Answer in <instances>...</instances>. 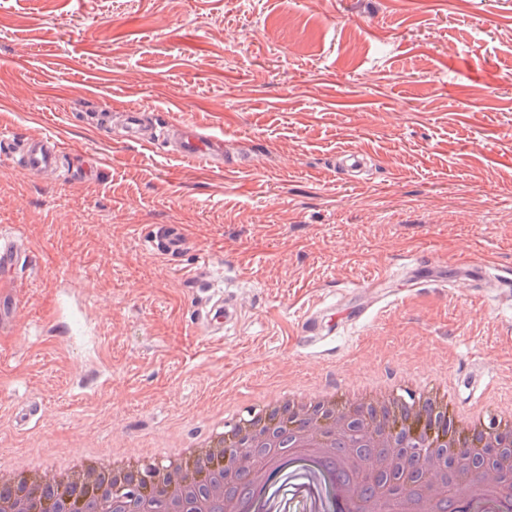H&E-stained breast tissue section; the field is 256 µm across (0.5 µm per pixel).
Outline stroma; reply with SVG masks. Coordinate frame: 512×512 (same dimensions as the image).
Listing matches in <instances>:
<instances>
[{
  "instance_id": "obj_1",
  "label": "stroma",
  "mask_w": 512,
  "mask_h": 512,
  "mask_svg": "<svg viewBox=\"0 0 512 512\" xmlns=\"http://www.w3.org/2000/svg\"><path fill=\"white\" fill-rule=\"evenodd\" d=\"M135 109L225 167L122 138ZM0 131L72 172L0 151V460L176 444L298 380L512 405V0H0ZM160 224L192 243L170 262ZM218 286L223 336L197 321ZM164 140L171 145L172 152L180 158L199 161L209 167L222 161V158L216 152L215 142L190 129L183 131L173 141L170 140L169 136ZM8 152L12 162L30 172L63 174L64 149L54 139L24 141L1 135L0 145Z\"/></svg>"
}]
</instances>
